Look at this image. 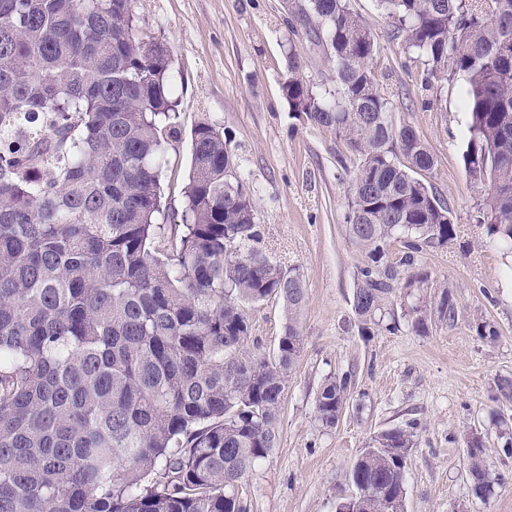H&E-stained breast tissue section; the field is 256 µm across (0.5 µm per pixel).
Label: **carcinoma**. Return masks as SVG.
Listing matches in <instances>:
<instances>
[{
    "instance_id": "carcinoma-1",
    "label": "carcinoma",
    "mask_w": 512,
    "mask_h": 512,
    "mask_svg": "<svg viewBox=\"0 0 512 512\" xmlns=\"http://www.w3.org/2000/svg\"><path fill=\"white\" fill-rule=\"evenodd\" d=\"M426 59L461 78L468 177L490 182L484 224L512 252V0H378ZM290 13L332 62L320 95L291 62L283 96L353 156L349 238L365 254L352 307L363 336L403 287L414 328L453 322L427 298L424 255L457 235L448 203L416 177L435 159L396 123L370 63L374 34L349 0H299ZM169 53L139 37L132 0H0V512H245L242 479L275 448L302 336L300 275L260 248L249 179L230 141L200 122L181 223L160 191L178 136ZM400 243L398 252L393 242ZM282 300L278 352L248 347L245 307ZM351 377L316 400L335 426ZM416 423L376 435L350 471L351 499L404 512ZM473 493L496 480L479 437Z\"/></svg>"
}]
</instances>
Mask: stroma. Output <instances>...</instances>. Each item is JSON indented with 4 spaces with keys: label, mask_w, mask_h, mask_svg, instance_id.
<instances>
[{
    "label": "stroma",
    "mask_w": 512,
    "mask_h": 512,
    "mask_svg": "<svg viewBox=\"0 0 512 512\" xmlns=\"http://www.w3.org/2000/svg\"><path fill=\"white\" fill-rule=\"evenodd\" d=\"M373 32L371 68L395 113L429 147L436 167L420 178L443 197L457 237L426 256L433 297L448 286L460 317L413 328L407 302L392 310L398 331L361 335L352 310L364 255L350 240L344 173L346 148L325 129L293 119L281 91L289 58L304 65L317 92L334 90L333 70L304 29H292L283 0H133L137 24L170 51L169 85L178 102L176 141L160 184L172 223H180L189 181L191 131L210 122L231 139L235 159L254 188L262 247L306 285L297 326L301 352L288 378L277 422L278 442L242 481L247 512H336L352 493L349 472L375 435L413 428L404 512H512V403L497 382L512 377V254L478 224L489 188L467 177L463 153L469 113L462 79L423 82L428 65L406 52L376 0H349ZM257 353H276L286 323L281 300L246 308ZM495 323V341L474 320ZM352 378L348 404L334 427L317 418L328 381ZM483 438L491 473L503 474L486 499L468 475L467 442Z\"/></svg>",
    "instance_id": "obj_1"
}]
</instances>
